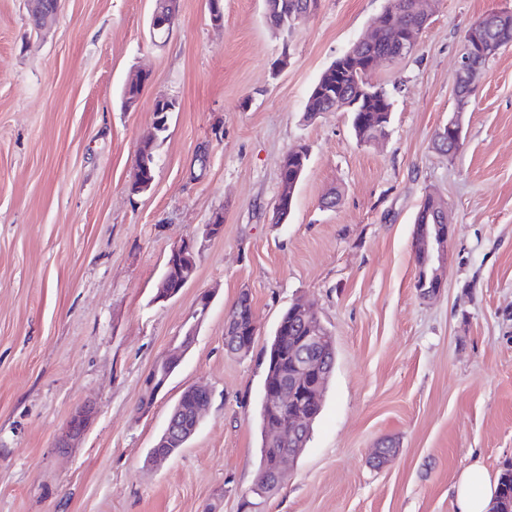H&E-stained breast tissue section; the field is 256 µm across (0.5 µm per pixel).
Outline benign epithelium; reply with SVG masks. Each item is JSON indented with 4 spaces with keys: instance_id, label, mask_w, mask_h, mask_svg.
<instances>
[{
    "instance_id": "obj_1",
    "label": "benign epithelium",
    "mask_w": 512,
    "mask_h": 512,
    "mask_svg": "<svg viewBox=\"0 0 512 512\" xmlns=\"http://www.w3.org/2000/svg\"><path fill=\"white\" fill-rule=\"evenodd\" d=\"M179 0H165V6L155 7L150 18V27L153 31L166 32L173 25L178 11L175 5ZM420 23L409 26L400 22L398 14L394 11L379 15L371 23L369 35L360 40V43L372 46L378 42L379 30L389 31V51L382 54L373 52L366 56L355 51V48L347 50L339 62L347 64L363 76H368L378 70L380 65L390 59H398L413 52L418 45V35L429 21V13L426 2H421ZM488 26H482V30H471L464 36L462 53L456 71L458 85V109L449 119L445 128L449 129L448 153L459 152L464 145L463 137V111L468 105V98L475 85V81L481 70L470 65V56L481 54L491 57L498 53L503 42L490 37L485 33ZM425 217L432 219L434 233L419 242L422 252L426 256L425 265L422 268L421 282L418 284L420 293L425 297L433 296L443 287L441 268L445 256L448 254V244L452 236V225L448 223V217L443 204L433 195L426 197ZM197 243L192 239H183L177 242L171 249L166 272L159 280L158 297L161 301H167L178 294V290L172 288V282L179 280L182 285L190 282L188 272L196 268ZM297 313L302 321V336L299 339V359L296 360L297 373L292 382L276 386L269 391L268 401L270 408L276 413L278 419L271 428V436L275 440L285 437L296 438L302 435L306 426L313 417L318 405V393L325 377V372L318 367L316 361L309 359L310 352L318 349L323 344L322 333L318 325L312 320L314 307L308 301L301 300L296 303ZM167 382V378H150L144 384L142 410H147ZM205 403H200L195 408L193 424L178 427L167 423L164 430L168 436L178 439L185 433L195 434L201 424L202 411ZM94 409L90 405L76 407L66 422L65 436L59 447L68 448L71 443L80 439L86 432L93 417Z\"/></svg>"
}]
</instances>
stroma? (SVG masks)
Wrapping results in <instances>:
<instances>
[{
  "instance_id": "1",
  "label": "stroma",
  "mask_w": 512,
  "mask_h": 512,
  "mask_svg": "<svg viewBox=\"0 0 512 512\" xmlns=\"http://www.w3.org/2000/svg\"><path fill=\"white\" fill-rule=\"evenodd\" d=\"M385 0H320L279 38L263 0H180L167 38L155 0H61L52 26L0 0V512H240L256 476L264 349L309 300L336 363L311 438L261 512H457L453 487L481 463L512 466V43L490 58L463 114L464 146L435 132L457 112V62L479 19L512 0H432L413 54L382 65L384 141L357 142L347 112L306 118L319 75L362 39ZM151 79L135 109L129 74ZM172 100L149 192L130 182L157 99ZM208 144L206 161L197 150ZM310 148L287 223L279 165ZM454 226L444 286L416 287L425 194ZM224 231L203 236L215 212ZM198 241L193 280L155 300L173 244ZM249 290L252 351L224 346ZM211 292L195 342L147 412L143 381ZM207 387L196 435L150 465L182 392ZM96 413L61 448L70 412ZM384 441L396 454L380 468Z\"/></svg>"
}]
</instances>
